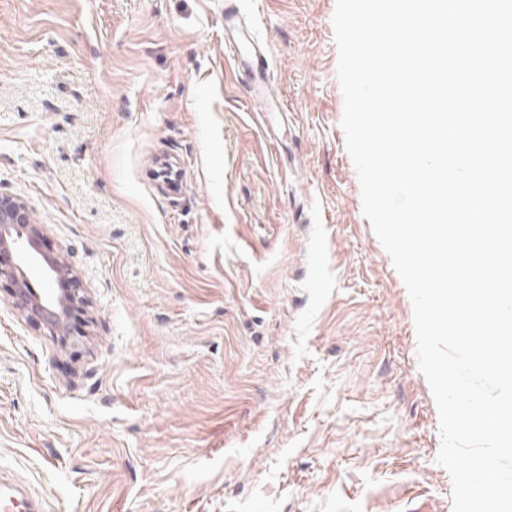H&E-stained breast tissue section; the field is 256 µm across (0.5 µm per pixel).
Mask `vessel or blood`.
<instances>
[{
    "label": "vessel or blood",
    "instance_id": "1",
    "mask_svg": "<svg viewBox=\"0 0 512 512\" xmlns=\"http://www.w3.org/2000/svg\"><path fill=\"white\" fill-rule=\"evenodd\" d=\"M224 28L228 32L224 39L225 50L255 78L254 84L248 88L250 99L267 103L266 92L270 84L268 61L259 43L255 41L251 27L241 22L235 6L225 7ZM0 512H43V504L36 498L1 492Z\"/></svg>",
    "mask_w": 512,
    "mask_h": 512
}]
</instances>
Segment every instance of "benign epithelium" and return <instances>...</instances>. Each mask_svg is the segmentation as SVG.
I'll list each match as a JSON object with an SVG mask.
<instances>
[{"label": "benign epithelium", "mask_w": 512, "mask_h": 512, "mask_svg": "<svg viewBox=\"0 0 512 512\" xmlns=\"http://www.w3.org/2000/svg\"><path fill=\"white\" fill-rule=\"evenodd\" d=\"M42 225L33 221L20 200L0 197V288L36 328L64 336L69 312L83 301L72 267L42 249ZM42 269L43 286L35 285L24 267Z\"/></svg>", "instance_id": "7a95c632"}]
</instances>
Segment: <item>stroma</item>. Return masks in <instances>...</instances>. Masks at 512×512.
I'll return each mask as SVG.
<instances>
[{
    "mask_svg": "<svg viewBox=\"0 0 512 512\" xmlns=\"http://www.w3.org/2000/svg\"><path fill=\"white\" fill-rule=\"evenodd\" d=\"M0 0V196L84 298L0 290V474L44 512H453L408 291L362 213L336 0ZM224 28L230 36L224 38V49L232 59L243 68L248 69L254 76L255 82L248 87L249 99L261 103V111L268 109L266 90L269 88L267 57L255 42L250 25L241 22L239 13L234 5L224 8Z\"/></svg>",
    "mask_w": 512,
    "mask_h": 512,
    "instance_id": "stroma-1",
    "label": "stroma"
}]
</instances>
